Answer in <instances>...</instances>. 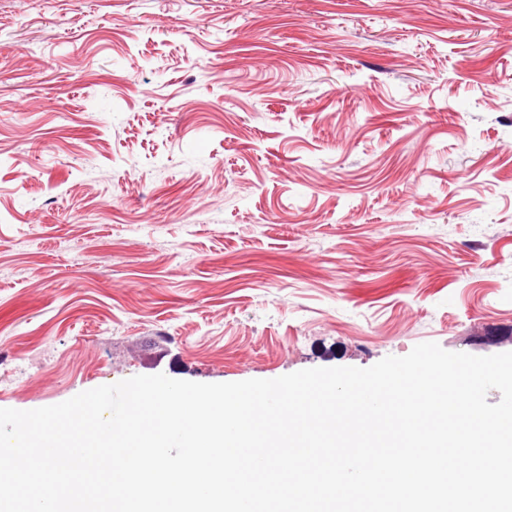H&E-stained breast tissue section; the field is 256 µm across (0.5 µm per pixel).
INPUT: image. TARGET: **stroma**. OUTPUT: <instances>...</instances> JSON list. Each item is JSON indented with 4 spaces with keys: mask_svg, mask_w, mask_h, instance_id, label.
I'll return each instance as SVG.
<instances>
[{
    "mask_svg": "<svg viewBox=\"0 0 512 512\" xmlns=\"http://www.w3.org/2000/svg\"><path fill=\"white\" fill-rule=\"evenodd\" d=\"M512 352V0H0V408Z\"/></svg>",
    "mask_w": 512,
    "mask_h": 512,
    "instance_id": "1",
    "label": "stroma"
}]
</instances>
